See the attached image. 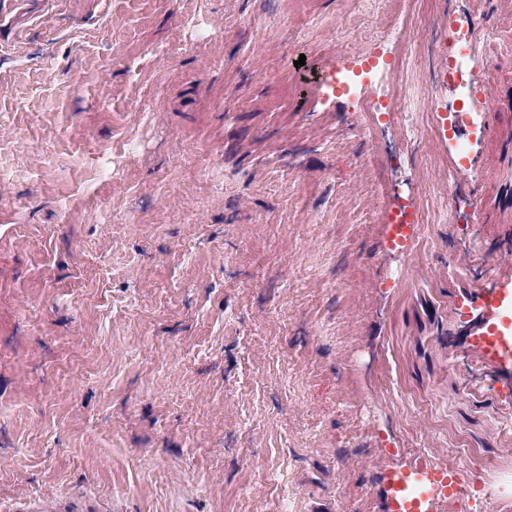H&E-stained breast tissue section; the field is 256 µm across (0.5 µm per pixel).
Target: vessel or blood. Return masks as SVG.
Instances as JSON below:
<instances>
[{
	"label": "vessel or blood",
	"instance_id": "vessel-or-blood-1",
	"mask_svg": "<svg viewBox=\"0 0 512 512\" xmlns=\"http://www.w3.org/2000/svg\"><path fill=\"white\" fill-rule=\"evenodd\" d=\"M505 97L499 90H482L478 105L482 115L480 134L485 138L499 133V117ZM496 197L481 194L474 198L476 217H486L497 209L501 223L512 236V169L502 168ZM495 277L486 283L466 287L453 295L451 311L455 322L468 328L469 345L483 362L493 366L512 390V246L490 259ZM386 512H428L427 504L439 497L461 492L458 474L437 468L418 457L406 467L390 470Z\"/></svg>",
	"mask_w": 512,
	"mask_h": 512
}]
</instances>
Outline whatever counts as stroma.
I'll return each mask as SVG.
<instances>
[{
	"mask_svg": "<svg viewBox=\"0 0 512 512\" xmlns=\"http://www.w3.org/2000/svg\"><path fill=\"white\" fill-rule=\"evenodd\" d=\"M506 9L45 0L0 28V512H386L418 455L501 512L512 395L450 297L503 229L473 220L433 112L461 104L450 26L512 89ZM377 51L336 96L329 61Z\"/></svg>",
	"mask_w": 512,
	"mask_h": 512,
	"instance_id": "35a3bbf8",
	"label": "stroma"
}]
</instances>
